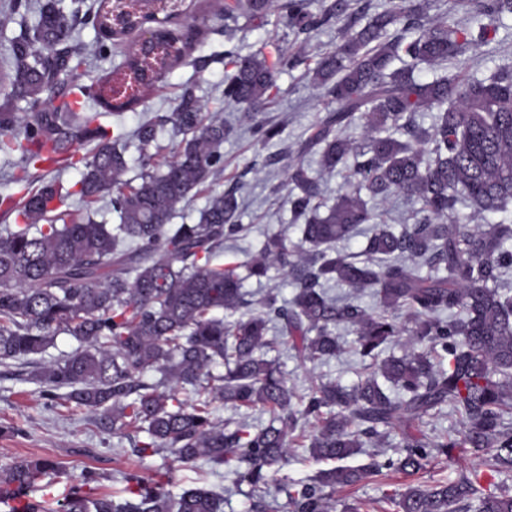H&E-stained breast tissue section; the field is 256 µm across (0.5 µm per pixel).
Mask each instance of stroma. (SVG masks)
<instances>
[{"instance_id":"35a3bbf8","label":"stroma","mask_w":512,"mask_h":512,"mask_svg":"<svg viewBox=\"0 0 512 512\" xmlns=\"http://www.w3.org/2000/svg\"><path fill=\"white\" fill-rule=\"evenodd\" d=\"M223 5L224 0H193L192 14L206 20L201 44L190 61L174 66L148 92L144 106L126 112L123 121L132 128L144 115L171 112L180 87L195 84L206 111L236 127L224 142V169L214 186L219 190L237 187L242 202L240 222L247 228L239 245L254 251L266 229L286 231L293 240L299 237L289 210L288 179L280 159L307 136L309 127L325 112L322 91L306 69L317 54L331 48L336 30L322 28L308 40L296 37L289 34L284 19L276 12L259 27L243 20L228 25L224 22ZM232 48L242 49L246 54L259 50L271 60L285 53L296 60L295 66L279 74L275 99L265 112L266 120L282 128L280 137L267 144L255 142L241 111L224 100V78L228 72L224 53ZM500 65H512V15L503 17L490 43L480 48L470 64V73L480 77ZM343 340L346 347L341 355L316 365L300 361L290 347H280L278 357L289 385L302 393L321 375L346 384L355 382L362 363L351 347L352 336L344 335ZM11 426L18 427V434H8ZM25 457H44L61 468L59 474L43 480L36 494L46 512H56L75 478L86 469L102 476L93 486L97 494L121 495L126 475L151 478L168 470L172 473L173 493L205 488L222 494L224 512H249L248 486H237L227 469H214L202 461L176 467L165 451L139 458L128 438L113 436L97 427L86 409L73 405L46 407L36 383L19 374L16 365L0 364V466ZM474 469L480 472L482 482L492 481L512 489V472L491 474L484 456L471 453L461 455L454 464L434 458L410 480L417 484L448 481L456 479L462 471ZM410 480L387 471L357 486L337 490L336 499L370 502L375 506L374 512H394L385 495Z\"/></svg>"}]
</instances>
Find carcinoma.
I'll return each mask as SVG.
<instances>
[{"mask_svg": "<svg viewBox=\"0 0 512 512\" xmlns=\"http://www.w3.org/2000/svg\"><path fill=\"white\" fill-rule=\"evenodd\" d=\"M472 24L429 15V0H391L382 10L352 0H230L224 16L239 14L264 24L276 9L296 35L336 26L334 46L309 69L321 88L325 115L288 161V204L302 237L284 231L265 235L260 252L242 263L213 264L224 242L242 230L237 189L213 191L196 224H173L191 194L224 169V121L204 112L191 86L167 115L143 120L132 134L117 123L112 141L80 111L92 99L116 117L143 99L112 102L106 74L80 82L87 57L76 44V13L59 0L39 5L33 31L0 47V154L23 173L50 161L80 170L77 194L90 209L107 198L120 223L108 227L86 215L81 222L51 217L68 193L53 182L23 195L13 206L23 223L0 234V364L29 367L46 405L74 403L97 414V425L123 435H145L138 456L161 451L181 465L203 459L227 467L237 485L250 487V512H269L265 496L288 461L290 435L299 421L311 426L300 444L336 466L312 483L280 482L289 512H333L336 489L353 487L383 469L408 476L429 459L454 463L469 451L485 453L497 471H512V294L502 288L512 272V219L470 225L461 207L478 213L512 210V66H498L478 79L458 70L430 82L414 76L420 64H464L489 41L512 0H462ZM92 53L113 40L112 19L98 6ZM165 18L155 37L179 41L175 55L145 76L146 89L194 50L202 35L197 19L177 34ZM234 73L224 97L241 105L256 142L281 128L262 116L277 89L275 62L257 53L228 50ZM410 63L394 67L395 61ZM146 49L131 45L125 67L145 69ZM25 102L24 112L15 109ZM435 112L424 126L421 112ZM171 125L180 140L173 155L159 134ZM354 126L361 138L348 134ZM95 140L78 156L74 141ZM141 166L136 185L128 170L127 142ZM318 155L322 173L343 179L336 202L324 207L319 179L303 157ZM392 195L413 205V222L396 230L379 219L371 202ZM326 213H320L321 208ZM370 226L363 257L338 244ZM428 269L422 273V269ZM276 270L294 290L280 301L271 289L255 299L244 281L271 279ZM334 284L353 294L371 291L376 307L337 302ZM291 338L311 363L342 351L337 329L355 336L356 352L371 363L352 385L319 378L297 396L278 359L267 358L271 326ZM72 336L78 347L54 359L44 354L56 337ZM407 337L402 355L382 356ZM224 367L215 374L213 369ZM160 374L147 383L142 376ZM261 408L267 425L213 417L211 406ZM450 405L462 428L432 437L423 427L431 412ZM400 436L397 457L352 467L344 461L362 439L381 448ZM59 470L44 458L0 467L4 512H45L34 497L40 482ZM158 480L127 478L125 496L97 495L99 482L84 470L59 512H224V497L204 488L178 495ZM396 512H512V490L485 492L477 473L449 482L409 485L386 494Z\"/></svg>", "mask_w": 512, "mask_h": 512, "instance_id": "obj_1", "label": "carcinoma"}]
</instances>
